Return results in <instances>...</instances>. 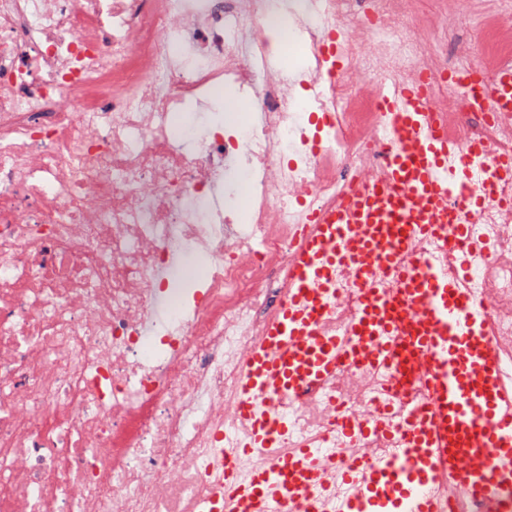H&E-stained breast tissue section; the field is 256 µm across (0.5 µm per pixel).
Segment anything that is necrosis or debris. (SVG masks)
<instances>
[{
    "label": "necrosis or debris",
    "instance_id": "4bbe7bcc",
    "mask_svg": "<svg viewBox=\"0 0 512 512\" xmlns=\"http://www.w3.org/2000/svg\"><path fill=\"white\" fill-rule=\"evenodd\" d=\"M0 0V512H201L238 366L288 285L292 227L380 175L371 145L389 82L445 71L435 36L408 23L415 0ZM512 0L477 21L488 73L512 64ZM289 15L288 38L270 19ZM344 62L327 67L326 35ZM300 51L303 68L282 65ZM233 85L235 129L191 144L175 119ZM335 124L311 151L305 114ZM512 154V119L473 117L461 146ZM240 165L245 186L224 182ZM488 247L474 286L512 345V212L488 198L474 221ZM197 287L175 288L188 255ZM396 364L348 372L283 402L284 439L321 442L329 399L360 413L401 382Z\"/></svg>",
    "mask_w": 512,
    "mask_h": 512
}]
</instances>
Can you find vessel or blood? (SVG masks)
Wrapping results in <instances>:
<instances>
[{"label": "vessel or blood", "mask_w": 512, "mask_h": 512, "mask_svg": "<svg viewBox=\"0 0 512 512\" xmlns=\"http://www.w3.org/2000/svg\"><path fill=\"white\" fill-rule=\"evenodd\" d=\"M462 110L512 117V67L484 79L448 73ZM391 134L379 147L381 178L356 186L336 208L299 225L288 254V286L239 372L233 420L240 436L217 463L224 495L203 512H512V349L483 316L489 307L472 281L484 251L467 216L484 193L471 190L469 158L455 112L432 106L428 81L395 86L383 100ZM492 193L512 208V156L492 157ZM425 240L444 242L427 258ZM346 281L366 287L348 330H329L323 306ZM399 358L403 391L421 394L409 412L389 406L378 418L337 415L332 426L349 446L332 455L309 443L283 447L289 422L279 404L350 367L366 373ZM254 456L240 477L236 461ZM349 489L336 499L335 485Z\"/></svg>", "instance_id": "obj_1"}]
</instances>
